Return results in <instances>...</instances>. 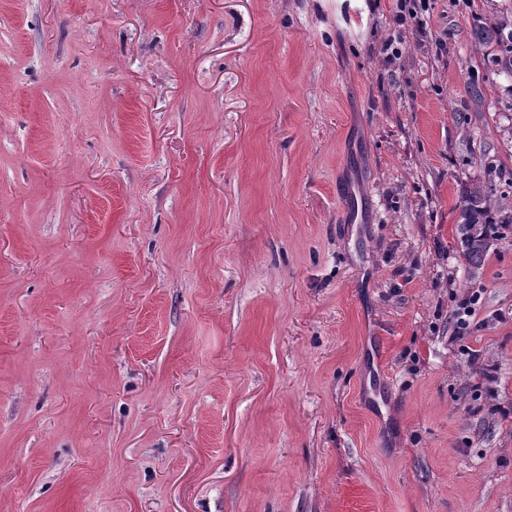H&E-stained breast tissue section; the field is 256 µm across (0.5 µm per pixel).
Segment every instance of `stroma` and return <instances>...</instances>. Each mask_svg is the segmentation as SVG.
<instances>
[{
    "mask_svg": "<svg viewBox=\"0 0 512 512\" xmlns=\"http://www.w3.org/2000/svg\"><path fill=\"white\" fill-rule=\"evenodd\" d=\"M394 14L0 0V512H512V0ZM494 207L483 185L473 184L465 190L459 214V232L465 255L471 265H479L488 252L480 240L484 238L481 227L483 224H494L491 221V209Z\"/></svg>",
    "mask_w": 512,
    "mask_h": 512,
    "instance_id": "obj_1",
    "label": "stroma"
}]
</instances>
